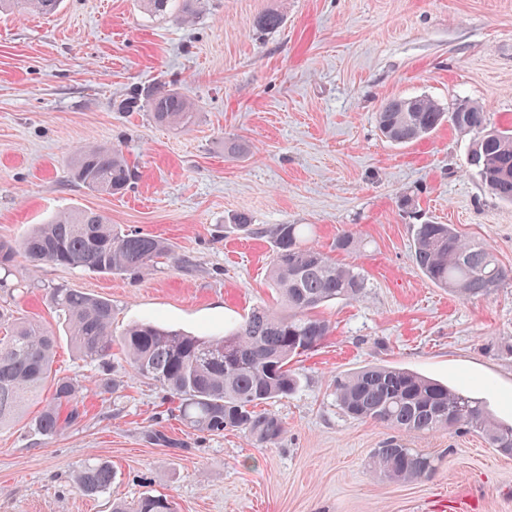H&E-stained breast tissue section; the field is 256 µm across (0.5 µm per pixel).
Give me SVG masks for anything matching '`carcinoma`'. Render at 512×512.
I'll use <instances>...</instances> for the list:
<instances>
[{
    "label": "carcinoma",
    "mask_w": 512,
    "mask_h": 512,
    "mask_svg": "<svg viewBox=\"0 0 512 512\" xmlns=\"http://www.w3.org/2000/svg\"><path fill=\"white\" fill-rule=\"evenodd\" d=\"M201 0H182L180 20L197 19ZM60 0H0V9L51 15ZM275 11L259 15L255 27L278 28ZM146 97L152 119L185 130L195 123L196 108L188 94L172 83L144 94L134 89L117 110L140 108ZM450 114L427 96L395 98L378 113L382 135L411 143L449 121L471 136L467 166L494 198L512 203V126L490 127L482 105ZM75 177L88 188L110 195L132 183L133 170L118 148H83ZM275 254L270 267L279 308L255 307L222 336L195 335L151 323H136L122 335L112 334V303L75 288L50 289L53 308L67 328L75 352L103 369L120 346L134 373L158 383L181 400L178 418L187 427L211 434L240 431L261 446L278 443L285 428L274 414L260 410L273 399L292 393L298 377L290 368L297 356L318 347L329 335V323L317 310L331 301H358L367 282L353 267L340 266L306 243L307 225L279 224L272 231ZM30 262L78 265L95 273L149 274L156 259L170 254L161 239L135 230L118 232L101 214L64 212L40 224L19 242L0 241V268L16 256ZM412 260L434 285L464 300L478 299L500 288L512 272L503 268L485 244L464 238L451 224H416ZM56 336L35 319L12 320L0 315V426L18 418L27 403L51 383L52 399L33 420V431L53 437L80 416L83 385L76 378L55 377L52 365ZM336 399L350 417L382 423L403 434L465 430L485 437L494 448L512 449V424L494 419L484 402L418 373L372 366L335 380ZM66 415H61L62 407ZM371 468L398 482H413L435 470V460L390 439L374 449ZM77 489L96 497L112 486V466L87 461L76 474ZM112 512H175L163 495H145L134 507L112 502Z\"/></svg>",
    "instance_id": "cac0c4a2"
}]
</instances>
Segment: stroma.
<instances>
[{"label": "stroma", "instance_id": "stroma-1", "mask_svg": "<svg viewBox=\"0 0 512 512\" xmlns=\"http://www.w3.org/2000/svg\"><path fill=\"white\" fill-rule=\"evenodd\" d=\"M275 11L277 30L253 26ZM177 8L155 16L140 0H63L51 16L0 13V239L22 240L67 210L164 239L173 254L150 274H98L17 258L0 272V313L54 327V371L83 380L80 421L44 438L29 423L0 428V512H111L113 498L173 499L178 512H512V458L462 430L411 435L438 459L427 479L374 475L369 458L393 428L349 418L336 376L405 368L464 390L512 421V280L464 300L412 261L413 227L451 224L512 269V204L491 197L466 166L469 140L450 123L407 145L377 128L394 98L427 96L444 111L471 100L491 124H512V0H202L195 24ZM178 82L198 109L186 131L147 109L118 111L130 88ZM234 139L245 150L229 155ZM87 145L122 149L137 177L108 195L75 180ZM411 198L402 207V198ZM248 215L255 228L232 230ZM305 224L310 243L367 280L361 301L319 310L330 333L295 358V392L266 406L286 434L255 445L210 435L174 416L176 400L135 377L113 353L115 394L57 326L51 288L107 298L112 329L151 321L220 334L272 303V229ZM362 244L334 252L339 233ZM111 464L110 493L75 485L88 458Z\"/></svg>", "mask_w": 512, "mask_h": 512}]
</instances>
